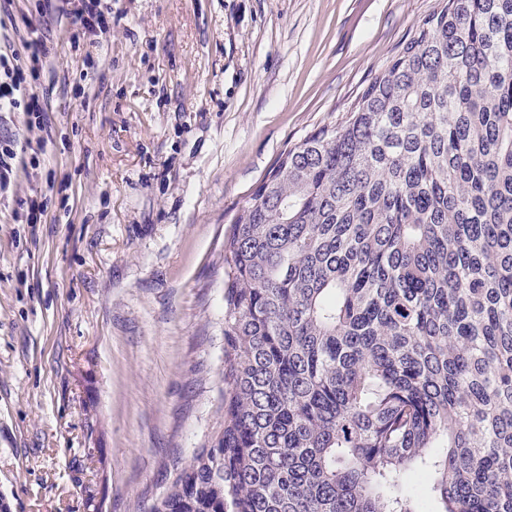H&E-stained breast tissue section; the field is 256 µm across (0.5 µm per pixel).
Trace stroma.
Wrapping results in <instances>:
<instances>
[{"label": "stroma", "instance_id": "stroma-1", "mask_svg": "<svg viewBox=\"0 0 512 512\" xmlns=\"http://www.w3.org/2000/svg\"><path fill=\"white\" fill-rule=\"evenodd\" d=\"M438 0H112L86 72L56 16L48 125L0 204V512H151L224 407V235ZM14 201V208L12 209V217L20 221L22 218L26 224H40L42 217L47 209L45 200L38 198V196H25L20 197L12 193Z\"/></svg>", "mask_w": 512, "mask_h": 512}]
</instances>
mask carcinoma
<instances>
[{
	"instance_id": "cac0c4a2",
	"label": "carcinoma",
	"mask_w": 512,
	"mask_h": 512,
	"mask_svg": "<svg viewBox=\"0 0 512 512\" xmlns=\"http://www.w3.org/2000/svg\"><path fill=\"white\" fill-rule=\"evenodd\" d=\"M224 413L154 512H512V0H440L224 238Z\"/></svg>"
}]
</instances>
